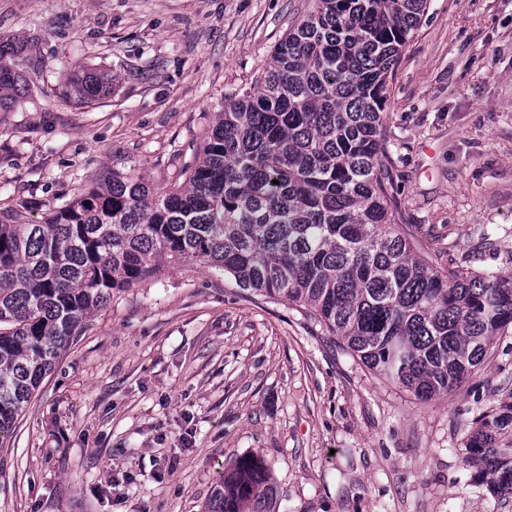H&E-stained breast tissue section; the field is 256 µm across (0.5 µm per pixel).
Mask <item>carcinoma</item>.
I'll list each match as a JSON object with an SVG mask.
<instances>
[{"label": "carcinoma", "mask_w": 512, "mask_h": 512, "mask_svg": "<svg viewBox=\"0 0 512 512\" xmlns=\"http://www.w3.org/2000/svg\"><path fill=\"white\" fill-rule=\"evenodd\" d=\"M427 0H313L275 47L263 86L216 115L184 185L140 173L81 189L42 220L0 211V447L87 317L158 266L193 262L240 288L303 303L374 374L429 401L477 376L512 327V269L432 267L395 213L382 139L393 66ZM0 46V112L19 81ZM76 99L112 76L77 67ZM512 392L478 413L466 462L512 496ZM254 458L224 470L208 512H271Z\"/></svg>", "instance_id": "1"}]
</instances>
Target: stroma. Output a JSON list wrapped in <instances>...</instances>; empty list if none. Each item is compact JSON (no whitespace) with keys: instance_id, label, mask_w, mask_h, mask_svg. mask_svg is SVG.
Returning a JSON list of instances; mask_svg holds the SVG:
<instances>
[{"instance_id":"1","label":"stroma","mask_w":512,"mask_h":512,"mask_svg":"<svg viewBox=\"0 0 512 512\" xmlns=\"http://www.w3.org/2000/svg\"><path fill=\"white\" fill-rule=\"evenodd\" d=\"M310 0H0L19 100L0 112V209L39 220L93 179L165 187L216 112L256 90ZM112 77L81 105L76 66ZM399 221L433 267H512V0H428L388 84ZM502 233L485 243L483 228ZM512 389V331L476 378L421 401L307 306L222 271L165 267L114 292L0 448V512H208L259 457L277 512H512L463 461Z\"/></svg>"}]
</instances>
